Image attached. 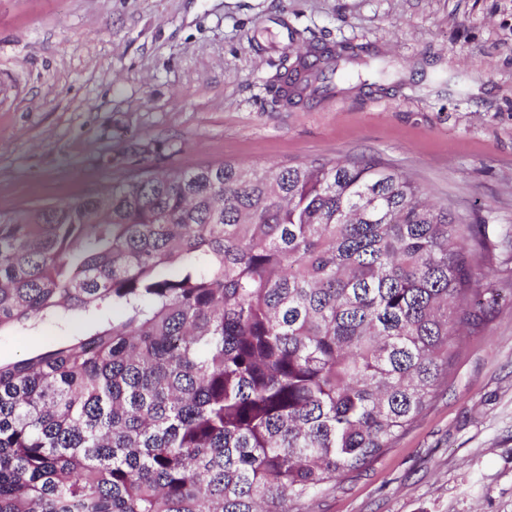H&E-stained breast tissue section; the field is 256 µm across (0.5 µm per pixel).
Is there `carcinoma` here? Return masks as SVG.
<instances>
[{"label":"carcinoma","instance_id":"carcinoma-1","mask_svg":"<svg viewBox=\"0 0 512 512\" xmlns=\"http://www.w3.org/2000/svg\"><path fill=\"white\" fill-rule=\"evenodd\" d=\"M340 53L290 93L326 91ZM379 160L147 167L0 211V512H302L435 401L488 235ZM88 330L89 326L82 322H74L65 327L45 322L24 330H5L0 335V363H11L39 351L47 339L64 342L73 333Z\"/></svg>","mask_w":512,"mask_h":512}]
</instances>
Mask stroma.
Segmentation results:
<instances>
[{
    "label": "stroma",
    "instance_id": "1",
    "mask_svg": "<svg viewBox=\"0 0 512 512\" xmlns=\"http://www.w3.org/2000/svg\"><path fill=\"white\" fill-rule=\"evenodd\" d=\"M349 48L321 99L298 54ZM376 159L486 230L501 299L393 448L306 512H512V0H0V210L140 168ZM86 325L0 332V363Z\"/></svg>",
    "mask_w": 512,
    "mask_h": 512
}]
</instances>
